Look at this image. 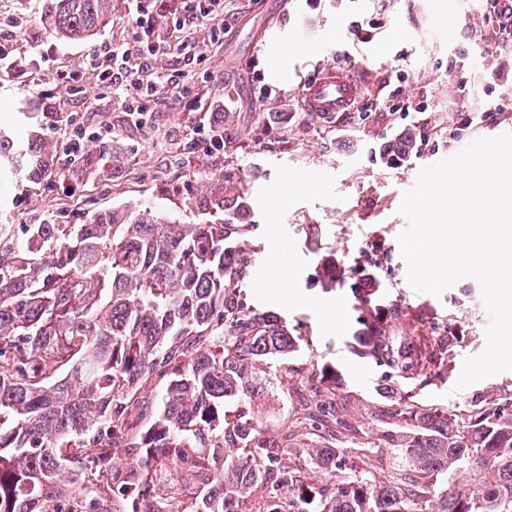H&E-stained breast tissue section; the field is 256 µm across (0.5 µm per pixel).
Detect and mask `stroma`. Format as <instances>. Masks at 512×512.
Listing matches in <instances>:
<instances>
[{
  "label": "stroma",
  "instance_id": "stroma-1",
  "mask_svg": "<svg viewBox=\"0 0 512 512\" xmlns=\"http://www.w3.org/2000/svg\"><path fill=\"white\" fill-rule=\"evenodd\" d=\"M494 0H224L228 15L222 46L201 61L178 53L161 56L159 72L180 68L189 88L220 100L234 122L224 147L206 151L196 134L200 113L175 94L158 106L148 124L132 122L119 97L99 84L90 57L102 44L131 38L134 6L114 0L112 16L93 40L63 44L44 27L46 0H0V125L22 112L43 113L46 139L66 145L71 121L97 140L86 171L65 167L62 176L37 185L0 182V226L5 239L21 245L28 225L44 218L84 224L116 206L143 204L188 224L225 220L207 209L210 196L230 187L252 206V228L244 257L251 265L243 290L248 305L283 316L302 338L290 359L270 358L255 366V401L268 427L282 414L306 413L301 378L330 363L341 371L336 392L349 431L336 444L346 458L367 455L377 478L392 469L383 448L364 449L373 426L372 410L389 408L379 390L392 380L372 360L357 356L352 335L358 328L348 287L325 288L316 276L319 259L352 264L362 252L381 258L375 274L388 299L400 300V331L414 334L431 325L462 330L463 340L442 377L415 389L416 401L465 418L475 400L512 390L506 371L454 391L463 361L480 354L491 317L479 283L457 282L442 297L417 294L407 283L398 234L407 220L397 209L420 168L450 157L470 141L512 132V41L499 29ZM361 23L354 34L353 23ZM281 36L301 47L288 64L287 81L268 76L270 42ZM349 68L366 82L362 110L339 119L303 112L302 85L327 65ZM77 75L81 93L59 81ZM422 137L420 149L388 165L378 146L408 128ZM319 225L310 240L304 225ZM292 271L293 302L264 287L277 254ZM339 319L324 327V310ZM203 488L186 481L181 467L166 464L152 495L159 503L177 497L191 506Z\"/></svg>",
  "mask_w": 512,
  "mask_h": 512
}]
</instances>
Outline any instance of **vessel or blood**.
<instances>
[{
	"instance_id": "1",
	"label": "vessel or blood",
	"mask_w": 512,
	"mask_h": 512,
	"mask_svg": "<svg viewBox=\"0 0 512 512\" xmlns=\"http://www.w3.org/2000/svg\"><path fill=\"white\" fill-rule=\"evenodd\" d=\"M363 93L364 85L354 73L329 65L318 78L302 86L300 102L305 112L332 117L353 111Z\"/></svg>"
}]
</instances>
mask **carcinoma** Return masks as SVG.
<instances>
[{"label":"carcinoma","instance_id":"cac0c4a2","mask_svg":"<svg viewBox=\"0 0 512 512\" xmlns=\"http://www.w3.org/2000/svg\"><path fill=\"white\" fill-rule=\"evenodd\" d=\"M112 15V0H50L47 33L88 42ZM419 148L408 129L380 145L397 164ZM57 151L32 128L0 130V172L57 174ZM240 199L219 224H183L146 207L94 213L86 224L27 225L23 246H0V512H247L253 487L269 488L262 512H512V392L474 402L463 421L408 395L378 414L374 443L394 465L382 481L351 475L339 448L307 449L320 486L280 466L282 436L350 425L336 411L341 373L325 364L304 383L307 413L258 421L224 412L245 401L249 369L288 359L301 339L288 322L243 300L247 263L238 259L250 225ZM363 253L352 267L326 256L320 280L352 289L360 328L354 348L399 385H427L448 366L458 332L431 330L422 341L391 331L401 316ZM167 380L153 422L141 427L137 391ZM248 459L234 458L237 450ZM125 469L112 473L119 453ZM211 472L188 510L151 495L158 465ZM112 477L104 492L96 480Z\"/></svg>","mask_w":512,"mask_h":512}]
</instances>
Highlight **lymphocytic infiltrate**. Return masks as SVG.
I'll return each mask as SVG.
<instances>
[{"label":"lymphocytic infiltrate","instance_id":"f902f5d3","mask_svg":"<svg viewBox=\"0 0 512 512\" xmlns=\"http://www.w3.org/2000/svg\"><path fill=\"white\" fill-rule=\"evenodd\" d=\"M135 11L132 41L94 54L91 64L101 86L122 98L131 119L140 124L156 111L162 93L188 91L184 71H156L158 56L174 51L204 58L210 46L221 43L224 36V0H135ZM164 18L174 19V27L161 26ZM199 25L208 26V43L178 40L173 35L174 30Z\"/></svg>","mask_w":512,"mask_h":512}]
</instances>
